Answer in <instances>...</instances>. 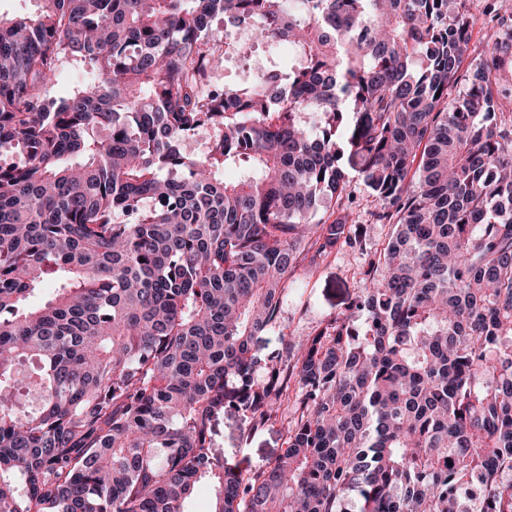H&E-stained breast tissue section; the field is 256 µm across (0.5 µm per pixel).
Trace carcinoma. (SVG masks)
I'll use <instances>...</instances> for the list:
<instances>
[{"label":"carcinoma","mask_w":512,"mask_h":512,"mask_svg":"<svg viewBox=\"0 0 512 512\" xmlns=\"http://www.w3.org/2000/svg\"><path fill=\"white\" fill-rule=\"evenodd\" d=\"M37 4L0 14V155L21 156L0 164V512H184L200 481L211 512H512L498 0ZM243 29L288 39V85L221 78ZM65 62L86 79L55 96ZM374 224L371 287L280 332L297 264L366 251ZM226 408L288 418L283 453L225 460Z\"/></svg>","instance_id":"obj_1"}]
</instances>
